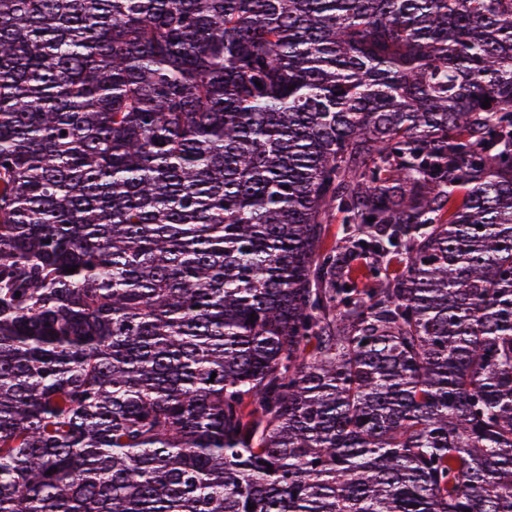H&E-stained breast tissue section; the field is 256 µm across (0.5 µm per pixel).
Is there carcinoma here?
<instances>
[{"label":"carcinoma","mask_w":512,"mask_h":512,"mask_svg":"<svg viewBox=\"0 0 512 512\" xmlns=\"http://www.w3.org/2000/svg\"><path fill=\"white\" fill-rule=\"evenodd\" d=\"M0 512H512V0H0Z\"/></svg>","instance_id":"carcinoma-1"}]
</instances>
